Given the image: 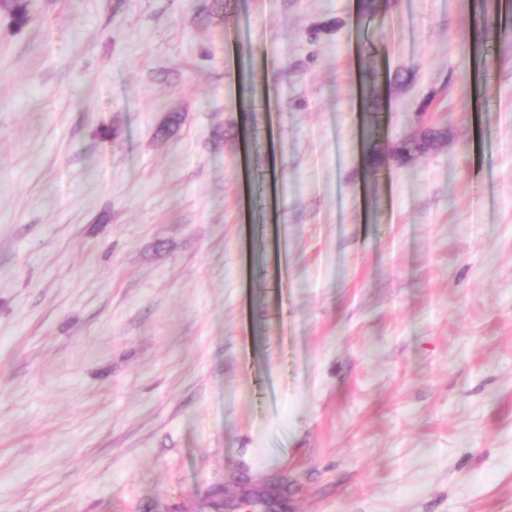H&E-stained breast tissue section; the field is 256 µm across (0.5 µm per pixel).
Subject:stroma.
Masks as SVG:
<instances>
[{"label":"stroma","mask_w":512,"mask_h":512,"mask_svg":"<svg viewBox=\"0 0 512 512\" xmlns=\"http://www.w3.org/2000/svg\"><path fill=\"white\" fill-rule=\"evenodd\" d=\"M212 4L0 14V512H512V25Z\"/></svg>","instance_id":"stroma-1"}]
</instances>
